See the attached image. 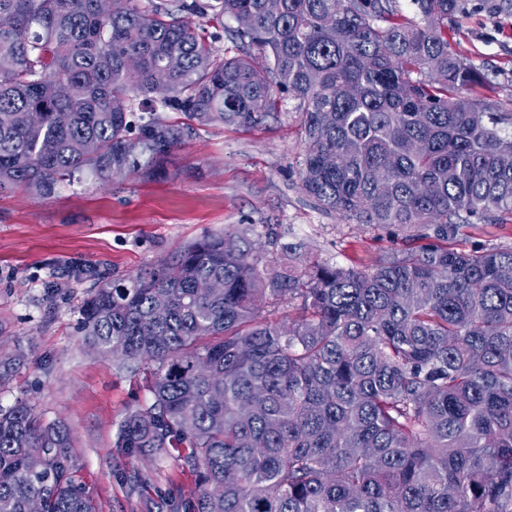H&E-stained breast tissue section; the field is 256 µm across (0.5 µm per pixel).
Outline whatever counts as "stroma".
I'll use <instances>...</instances> for the list:
<instances>
[{
	"instance_id": "stroma-1",
	"label": "stroma",
	"mask_w": 512,
	"mask_h": 512,
	"mask_svg": "<svg viewBox=\"0 0 512 512\" xmlns=\"http://www.w3.org/2000/svg\"><path fill=\"white\" fill-rule=\"evenodd\" d=\"M448 43L480 68L486 95L512 112V11L501 0H459ZM299 114L285 98L276 117L242 130L211 126L176 149L162 177L131 176L100 188L60 185L43 197L0 191V355L24 350L26 360L0 386V406L27 400L45 420L73 430L77 475L98 512H145L146 499L176 493L191 499L197 476L178 455L127 460L114 450L126 414L149 402L144 365H117L88 349L80 309L94 272L125 278L159 263L204 233L252 224L279 244L344 268L370 270L397 240L385 229L328 213L300 188ZM466 250L512 248V223L471 224L451 242ZM54 292H47V284ZM146 477L137 492L115 469Z\"/></svg>"
}]
</instances>
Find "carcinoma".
I'll return each instance as SVG.
<instances>
[{
  "mask_svg": "<svg viewBox=\"0 0 512 512\" xmlns=\"http://www.w3.org/2000/svg\"><path fill=\"white\" fill-rule=\"evenodd\" d=\"M265 2L115 0L103 16L97 0H0V189L158 176L200 128L264 124L275 86L301 117L302 190L400 236L369 271L290 248L273 265L239 224L99 277L84 341L152 364L117 453L187 449L185 512H512V249L448 246L512 221V113L448 49L459 0H412L417 19L396 0ZM191 15L233 19L246 52L215 53ZM284 303L297 319L270 320ZM35 496L97 512L69 427L19 400L0 407V512Z\"/></svg>",
  "mask_w": 512,
  "mask_h": 512,
  "instance_id": "cac0c4a2",
  "label": "carcinoma"
}]
</instances>
